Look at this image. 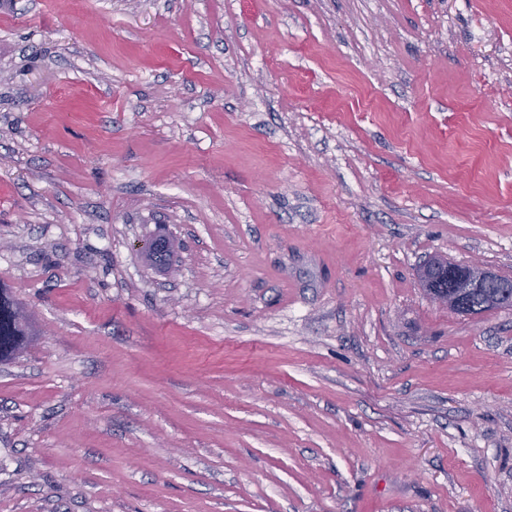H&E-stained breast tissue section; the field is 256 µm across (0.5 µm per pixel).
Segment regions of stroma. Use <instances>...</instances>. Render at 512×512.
<instances>
[{
  "mask_svg": "<svg viewBox=\"0 0 512 512\" xmlns=\"http://www.w3.org/2000/svg\"><path fill=\"white\" fill-rule=\"evenodd\" d=\"M435 255L512 277V0H0V512H512ZM25 320L19 308L0 293V360L16 352L22 345Z\"/></svg>",
  "mask_w": 512,
  "mask_h": 512,
  "instance_id": "1",
  "label": "stroma"
}]
</instances>
